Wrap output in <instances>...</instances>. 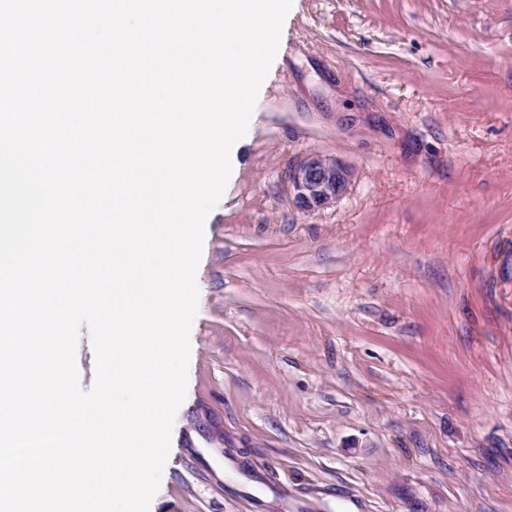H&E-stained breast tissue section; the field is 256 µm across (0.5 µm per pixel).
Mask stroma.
Masks as SVG:
<instances>
[{
	"instance_id": "35a3bbf8",
	"label": "stroma",
	"mask_w": 512,
	"mask_h": 512,
	"mask_svg": "<svg viewBox=\"0 0 512 512\" xmlns=\"http://www.w3.org/2000/svg\"><path fill=\"white\" fill-rule=\"evenodd\" d=\"M196 283L150 512H512V0H296ZM350 172L336 159L312 154L292 172L294 200L303 212L335 203L346 191Z\"/></svg>"
}]
</instances>
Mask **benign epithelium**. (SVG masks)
<instances>
[{
    "instance_id": "obj_1",
    "label": "benign epithelium",
    "mask_w": 512,
    "mask_h": 512,
    "mask_svg": "<svg viewBox=\"0 0 512 512\" xmlns=\"http://www.w3.org/2000/svg\"><path fill=\"white\" fill-rule=\"evenodd\" d=\"M350 172L336 159L312 154L292 172L294 200L304 212L336 202L346 191Z\"/></svg>"
}]
</instances>
